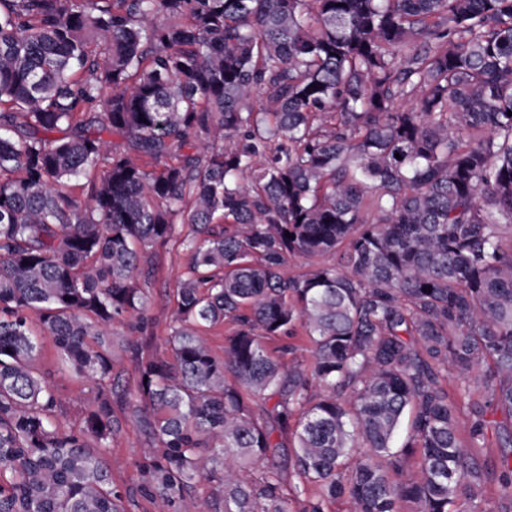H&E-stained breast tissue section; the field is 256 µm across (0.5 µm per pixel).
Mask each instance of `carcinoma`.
<instances>
[{
	"label": "carcinoma",
	"mask_w": 512,
	"mask_h": 512,
	"mask_svg": "<svg viewBox=\"0 0 512 512\" xmlns=\"http://www.w3.org/2000/svg\"><path fill=\"white\" fill-rule=\"evenodd\" d=\"M503 224L512 0H0V512H124L116 324L158 512H211L200 479L224 512H289V461L301 512L477 510L490 474L512 497ZM173 239L171 363L140 277ZM226 320L219 357L201 330ZM299 329L311 367H285L264 340ZM41 335L87 389L77 427ZM450 379L480 391L462 429ZM117 332L114 346V352L118 359L117 371L121 372L120 384L127 390L130 406H132L137 400L138 369L136 362L130 358V355L123 352L121 344L123 338L137 340L140 334L131 332L127 328H118Z\"/></svg>",
	"instance_id": "obj_1"
}]
</instances>
